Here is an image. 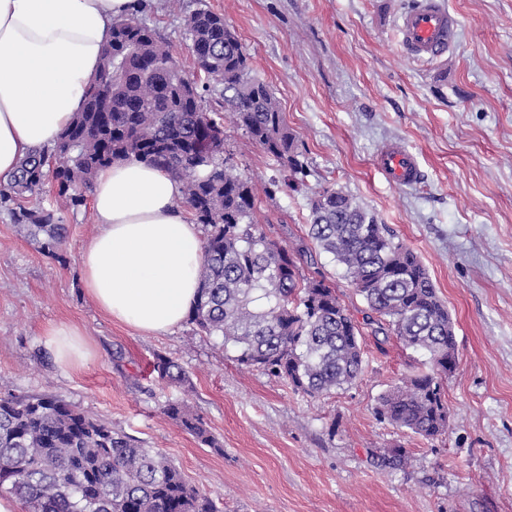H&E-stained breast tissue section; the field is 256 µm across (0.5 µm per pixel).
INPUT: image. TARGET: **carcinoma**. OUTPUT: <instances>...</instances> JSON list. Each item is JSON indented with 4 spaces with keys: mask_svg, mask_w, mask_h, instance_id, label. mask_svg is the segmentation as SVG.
Returning a JSON list of instances; mask_svg holds the SVG:
<instances>
[{
    "mask_svg": "<svg viewBox=\"0 0 512 512\" xmlns=\"http://www.w3.org/2000/svg\"><path fill=\"white\" fill-rule=\"evenodd\" d=\"M185 36L206 91L224 99L234 126L285 172L303 171L296 136L279 101L250 66L224 15L198 9ZM146 162L175 176L183 203L203 230L197 299L188 321L224 337L235 360L310 396L354 382L362 372L359 325L335 286L303 272L311 247L272 239L257 219L256 188L236 173L218 112L202 107L198 81L179 69L154 29L127 15L112 23L97 77L83 107L51 147L31 150L0 180V203L48 253L68 232L42 203L47 181L77 208L97 173L116 159ZM308 238L344 271L367 304L364 325L387 324L404 346L427 357V370L385 391L376 412L424 438L448 430L441 382L457 368L447 303L410 247L395 240L357 198L334 186L308 197ZM157 378L184 385L175 360L158 356ZM165 413L211 448L202 419L171 403ZM27 512H217L206 494L153 448L56 396L0 395V488Z\"/></svg>",
    "mask_w": 512,
    "mask_h": 512,
    "instance_id": "carcinoma-1",
    "label": "carcinoma"
}]
</instances>
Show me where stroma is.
<instances>
[{
  "instance_id": "obj_1",
  "label": "stroma",
  "mask_w": 512,
  "mask_h": 512,
  "mask_svg": "<svg viewBox=\"0 0 512 512\" xmlns=\"http://www.w3.org/2000/svg\"><path fill=\"white\" fill-rule=\"evenodd\" d=\"M444 2L459 32L430 61L398 40L410 0H140L137 16L193 73L186 16L223 14L278 99L304 171L298 190L259 199L269 235L305 238L307 198L331 185L420 256L455 323L445 434L426 439L376 414L425 361L396 336L364 334L361 376L312 397L239 365L222 337L189 322L158 335L113 322L81 282V252L101 230L88 205H60L70 234L54 256L0 207V394L80 406L161 452L219 512H512V0ZM390 142L417 155L418 185L394 187L375 169ZM224 147L257 187L281 172L229 123ZM60 324L82 331V365L56 363L45 333ZM159 355L187 370L190 389L152 374ZM176 402L220 449L166 415ZM386 448L404 449L406 465H381Z\"/></svg>"
}]
</instances>
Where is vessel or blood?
I'll return each instance as SVG.
<instances>
[{"label": "vessel or blood", "instance_id": "obj_1", "mask_svg": "<svg viewBox=\"0 0 512 512\" xmlns=\"http://www.w3.org/2000/svg\"><path fill=\"white\" fill-rule=\"evenodd\" d=\"M459 19L442 0H413L397 20L398 38L404 50L418 60H431L454 44ZM374 166L390 183L401 187L416 184L421 170L411 152L397 145L382 146Z\"/></svg>", "mask_w": 512, "mask_h": 512}]
</instances>
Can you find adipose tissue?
I'll return each mask as SVG.
<instances>
[{"mask_svg":"<svg viewBox=\"0 0 512 512\" xmlns=\"http://www.w3.org/2000/svg\"><path fill=\"white\" fill-rule=\"evenodd\" d=\"M132 0H0V179L50 147L96 77L112 22ZM182 185L144 162L116 160L95 178L101 231L81 254L82 284L111 320L158 334L193 305L201 231L180 206Z\"/></svg>","mask_w":512,"mask_h":512,"instance_id":"adipose-tissue-1","label":"adipose tissue"}]
</instances>
